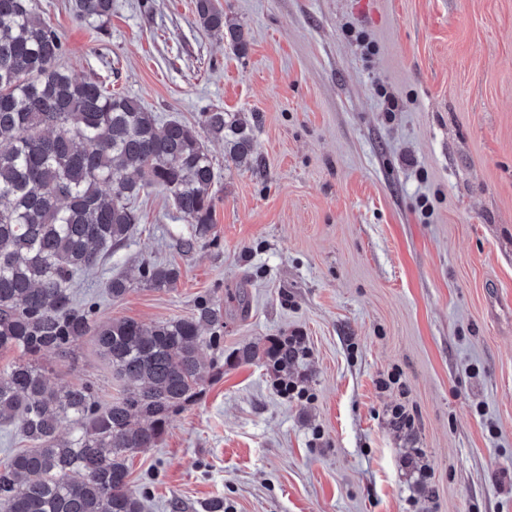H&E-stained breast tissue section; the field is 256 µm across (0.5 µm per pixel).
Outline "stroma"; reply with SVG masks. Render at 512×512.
Returning a JSON list of instances; mask_svg holds the SVG:
<instances>
[{
	"instance_id": "1",
	"label": "stroma",
	"mask_w": 512,
	"mask_h": 512,
	"mask_svg": "<svg viewBox=\"0 0 512 512\" xmlns=\"http://www.w3.org/2000/svg\"><path fill=\"white\" fill-rule=\"evenodd\" d=\"M219 2L244 50L194 0H113L102 30L36 0L76 77L165 121L219 107L252 129L250 164L207 142L206 239L184 249L190 225L148 189L75 284L101 324L224 311L201 394L130 460L144 512H512V0ZM147 262L176 287L141 283ZM287 339L288 372L233 358ZM40 363L100 404L123 393L90 340ZM195 12L200 24L207 31L224 32L229 42L238 47L245 46L243 30L240 25L230 23L224 17V9H222L216 0H196ZM180 272L174 265L145 264L140 269V280L150 288H173Z\"/></svg>"
}]
</instances>
